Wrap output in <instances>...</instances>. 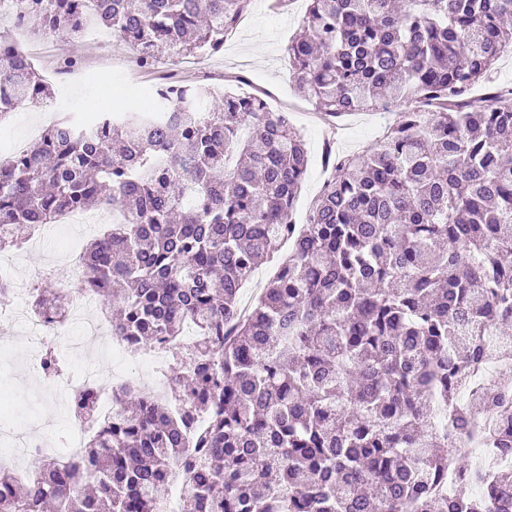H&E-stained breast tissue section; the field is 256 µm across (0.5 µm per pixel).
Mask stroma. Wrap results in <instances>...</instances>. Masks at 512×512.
<instances>
[{
    "mask_svg": "<svg viewBox=\"0 0 512 512\" xmlns=\"http://www.w3.org/2000/svg\"><path fill=\"white\" fill-rule=\"evenodd\" d=\"M271 2L252 0L246 20L225 40L223 52L205 57L200 70L194 68L191 60H182L175 77L187 83L243 78L270 91L276 109L291 112L292 122L303 134L310 155L308 174L293 213L294 221L302 224L327 177L321 153L330 125L313 101L295 92L285 57L289 38L300 30L304 2L296 0L294 10L287 13L272 9ZM0 35L12 38L30 53L41 71L56 70L62 49L55 40L19 31L7 22H0ZM71 51L80 57L82 66L75 74L53 80L55 98L51 110L25 106L13 112L0 124V150L34 142L50 124L53 114L67 112L80 123L90 119L99 110V91L106 88L121 92L124 109L142 110L149 104L156 79L166 75L161 67L152 71L139 69L136 51L130 46L121 47L119 59L106 61L100 43L85 34ZM333 126L337 128L335 149L340 153L366 150L382 134L375 116L369 112L345 116ZM0 342L8 346L7 352L0 353V416L29 425L39 422L49 410L53 413V431L64 433L69 411L63 399L50 384L28 378L24 369L32 348L23 329L0 323Z\"/></svg>",
    "mask_w": 512,
    "mask_h": 512,
    "instance_id": "35a3bbf8",
    "label": "stroma"
}]
</instances>
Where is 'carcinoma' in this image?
Listing matches in <instances>:
<instances>
[{
	"instance_id": "obj_1",
	"label": "carcinoma",
	"mask_w": 512,
	"mask_h": 512,
	"mask_svg": "<svg viewBox=\"0 0 512 512\" xmlns=\"http://www.w3.org/2000/svg\"><path fill=\"white\" fill-rule=\"evenodd\" d=\"M28 29L67 46L88 20L131 45L141 68L224 50L251 0H10ZM286 56L298 92L333 118L399 109L361 154L328 158L304 224V137L260 92L153 90L151 108L61 113L36 145L0 163V225L51 224L110 206L84 250L88 282L139 347L195 327L177 359L190 381L167 398L126 394L94 423L84 464L44 458L33 480H0V512H160L177 460L195 478L179 512H512V469L478 471L474 441L512 453V429L477 437L512 397L457 381L487 362L492 325L512 354V89L488 87L512 52V0H306ZM45 76L0 38V121L47 106ZM278 270L246 314L258 267ZM58 320L59 289H34ZM43 374L63 373L56 352ZM447 407L457 446L431 430ZM89 419L95 403L76 395ZM205 419L203 429L196 417ZM469 485L439 493L448 462Z\"/></svg>"
}]
</instances>
